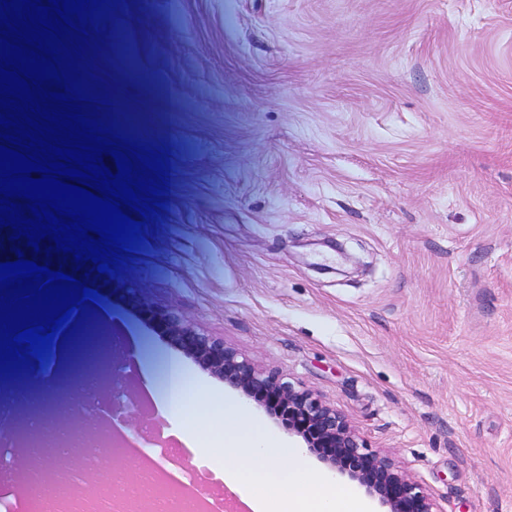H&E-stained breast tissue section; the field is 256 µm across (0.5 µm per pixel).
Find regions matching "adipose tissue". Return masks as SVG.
I'll use <instances>...</instances> for the list:
<instances>
[{
	"label": "adipose tissue",
	"instance_id": "obj_1",
	"mask_svg": "<svg viewBox=\"0 0 512 512\" xmlns=\"http://www.w3.org/2000/svg\"><path fill=\"white\" fill-rule=\"evenodd\" d=\"M165 402L169 413L195 436L212 428L216 416H223L224 480L253 512H364L355 496L333 493L310 473L296 451H289V465L272 464L276 446L233 402H225L220 410L203 411L194 407L190 389L182 385Z\"/></svg>",
	"mask_w": 512,
	"mask_h": 512
}]
</instances>
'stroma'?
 I'll use <instances>...</instances> for the list:
<instances>
[{"instance_id": "35a3bbf8", "label": "stroma", "mask_w": 512, "mask_h": 512, "mask_svg": "<svg viewBox=\"0 0 512 512\" xmlns=\"http://www.w3.org/2000/svg\"><path fill=\"white\" fill-rule=\"evenodd\" d=\"M89 44L102 121L171 150L119 281L317 394L443 512H512V0H119ZM121 331L161 470L201 469L157 398L174 350Z\"/></svg>"}]
</instances>
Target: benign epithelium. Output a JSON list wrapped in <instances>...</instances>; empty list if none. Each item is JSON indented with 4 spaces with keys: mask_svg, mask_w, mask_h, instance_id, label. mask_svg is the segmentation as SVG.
I'll list each match as a JSON object with an SVG mask.
<instances>
[{
    "mask_svg": "<svg viewBox=\"0 0 512 512\" xmlns=\"http://www.w3.org/2000/svg\"><path fill=\"white\" fill-rule=\"evenodd\" d=\"M13 229L0 228V256L10 262L18 260L11 248L24 249V257L34 262L38 257L30 256L27 238L18 242L9 240ZM87 287L101 289L115 297L116 305L123 314L136 318L153 335L164 337L169 345L192 359L194 364L224 385L239 391L246 399L265 407L274 418L288 421V431L300 434L306 448L319 455L326 467L357 481L366 493L385 507V512H441L423 489L406 478L392 459L370 452L358 433L335 408L322 401L314 393L295 387L282 374L273 369H261L224 344V338L212 336L180 312L155 304L133 288L111 277L109 274L92 272ZM132 350H112V364L83 370L84 378L106 380L110 391L122 390L119 373L127 364L134 362ZM63 394L74 396L69 387L57 389L43 400L32 403L26 399L17 401L25 412L33 409L49 414ZM72 420L84 425L78 436L93 438L104 432L112 433L117 440L131 441L139 433L140 413L132 399L112 405L102 411L87 407L75 400L70 404ZM0 436L13 438L23 446L32 439L22 424L9 415L0 417ZM39 465L57 472L75 466V461L62 457H47Z\"/></svg>",
    "mask_w": 512,
    "mask_h": 512,
    "instance_id": "obj_1",
    "label": "benign epithelium"
}]
</instances>
